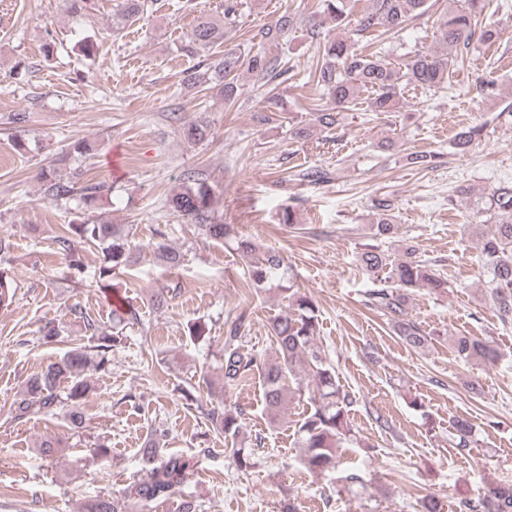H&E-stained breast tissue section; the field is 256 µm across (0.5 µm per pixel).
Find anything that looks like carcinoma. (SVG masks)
I'll return each instance as SVG.
<instances>
[{
	"label": "carcinoma",
	"mask_w": 512,
	"mask_h": 512,
	"mask_svg": "<svg viewBox=\"0 0 512 512\" xmlns=\"http://www.w3.org/2000/svg\"><path fill=\"white\" fill-rule=\"evenodd\" d=\"M369 5L356 20V36L362 37L374 29L394 35L404 30L409 22L424 16L429 10L428 0H368ZM468 8L454 14L446 21L436 45L416 53L403 67L392 66L381 52L358 51L342 37L328 34L321 36L319 26L312 24L308 35L322 39L314 81L333 106L313 108L314 125L330 133L338 125L344 109L356 105L361 94L372 95L370 106L374 112H396L404 105V89L413 86L423 89L443 88L448 85L450 70L458 57L469 52L473 39L492 43L500 33L494 27H485L480 36L472 29V12L480 0H466ZM236 0H224V23L213 20L205 10L199 11L196 25L182 42L180 50L198 56L224 43L230 25L235 21ZM148 7L147 0H122L117 14L118 24L133 25L140 21ZM320 7L340 26L345 22L346 0H321ZM294 16L288 14L260 31L261 41L278 44L288 39L294 30ZM248 73L257 79L259 86L274 89L282 83L285 70L269 56L258 50L246 53L234 49L224 51V56L200 64L184 78L188 87L213 89L224 100V106H235L241 98L238 75ZM210 133L208 125L200 120L183 123L182 134L186 141L199 143ZM482 136V128L468 126L455 136V146L465 150ZM42 190L52 199H66L75 190L77 182H63L51 171L41 173ZM214 190L202 173L192 169L183 172L177 191L168 200L174 212L196 224L206 237L220 242H235L246 253L256 251L254 243L238 236L234 225L226 224L215 216ZM476 207L490 214L491 224H473L472 232L481 242L480 263L488 280L487 296L501 323L512 324V184L504 182L484 202ZM392 204L379 203L378 217L370 242L363 244L358 260L366 271L377 274L388 271L387 279L379 288L371 290L369 300L385 315L391 317L393 327L403 342L411 348L423 349L430 337L414 322L404 318V303L414 288L426 286L443 291L448 283L435 276L428 261L419 259L413 246L389 254L383 242L396 231L393 223ZM89 241L103 254L98 279L106 282L112 273L131 263L133 245L130 231L106 222L80 221L68 224L57 244L70 258V266L81 273V260L76 258L75 244ZM154 256L170 270L183 265L184 255L165 241L152 244ZM288 268L284 256L268 248L255 258L249 269L252 287L265 290L273 286L288 294V311L271 318L268 331L273 339L271 355L245 354L241 351L239 332L244 315H238L224 336V385L232 386L253 372L258 374L262 388L263 409L269 424L282 421L287 401L298 399L307 403L303 418L298 420L296 444L300 448V463L314 476L336 473L339 491L359 495L366 489L362 474L356 469L343 467L340 448L361 446L353 432L349 415L354 404L316 345L319 326L318 307L308 293L286 285ZM93 349L82 346L67 350L57 361L49 363L27 378L16 393L12 408L15 419L43 416L53 419L57 407L65 404L64 419L71 430L77 432L85 423L84 402L91 391L87 371L106 372L110 364L112 344L120 342L119 334L103 335ZM456 358L466 365L487 366L497 363L500 354L493 343L485 338L457 335L448 338ZM305 365L304 377H297L298 365ZM295 386H290V381ZM67 383L65 398H60L62 383ZM215 405L207 412L212 429L224 436V453L240 470L255 465L252 443L241 430L242 410L224 405V389L212 393ZM456 447L468 450L476 443L473 426L461 417L449 421ZM144 476L135 482L123 498L99 496L86 501L82 512H144L150 505L161 501L179 499L178 512H201L202 505L193 497L182 495L181 488L190 472L189 461L178 455H165L159 441L150 438L142 448ZM474 512H512V485L489 484L479 494L477 503H464Z\"/></svg>",
	"instance_id": "1"
}]
</instances>
